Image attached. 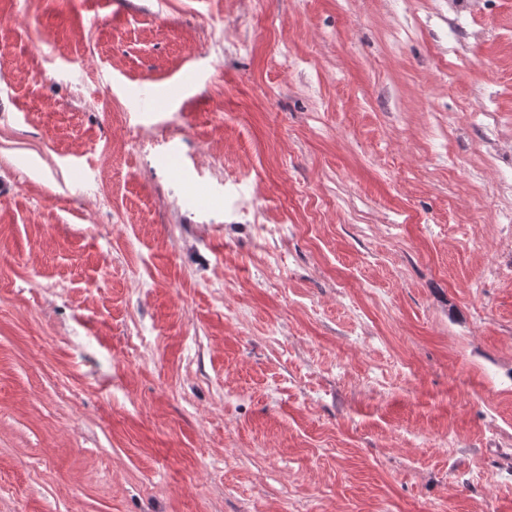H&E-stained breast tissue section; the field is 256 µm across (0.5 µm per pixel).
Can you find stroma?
Segmentation results:
<instances>
[{"label":"stroma","mask_w":512,"mask_h":512,"mask_svg":"<svg viewBox=\"0 0 512 512\" xmlns=\"http://www.w3.org/2000/svg\"><path fill=\"white\" fill-rule=\"evenodd\" d=\"M501 185L512 0H0V512H512Z\"/></svg>","instance_id":"obj_1"}]
</instances>
